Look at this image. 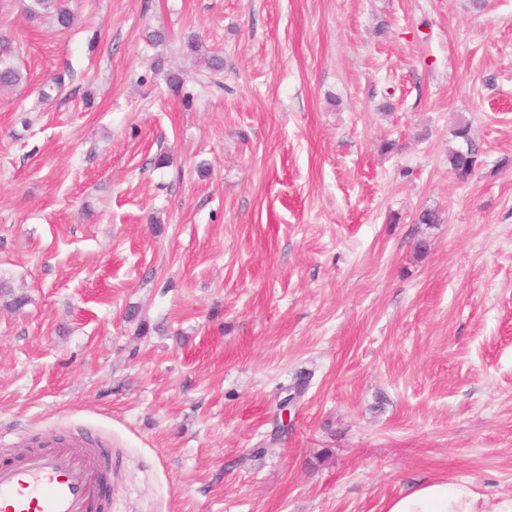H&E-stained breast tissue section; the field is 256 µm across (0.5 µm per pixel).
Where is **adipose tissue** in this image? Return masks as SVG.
Listing matches in <instances>:
<instances>
[{"label": "adipose tissue", "mask_w": 512, "mask_h": 512, "mask_svg": "<svg viewBox=\"0 0 512 512\" xmlns=\"http://www.w3.org/2000/svg\"><path fill=\"white\" fill-rule=\"evenodd\" d=\"M386 512H512V497L480 495L465 482L429 481L392 498Z\"/></svg>", "instance_id": "1"}]
</instances>
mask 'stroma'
<instances>
[{"label": "stroma", "mask_w": 512, "mask_h": 512, "mask_svg": "<svg viewBox=\"0 0 512 512\" xmlns=\"http://www.w3.org/2000/svg\"><path fill=\"white\" fill-rule=\"evenodd\" d=\"M63 4L0 0V461L91 434L112 512L512 497V0ZM469 125L461 122L454 130V136L461 139L465 145V149L455 150L448 157V163L451 170L458 177H467L472 173L478 164V150L469 136Z\"/></svg>", "instance_id": "stroma-1"}]
</instances>
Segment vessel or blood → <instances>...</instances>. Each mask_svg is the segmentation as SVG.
I'll use <instances>...</instances> for the list:
<instances>
[{"label":"vessel or blood","mask_w":512,"mask_h":512,"mask_svg":"<svg viewBox=\"0 0 512 512\" xmlns=\"http://www.w3.org/2000/svg\"><path fill=\"white\" fill-rule=\"evenodd\" d=\"M23 457L0 462V512H99L101 452L82 435L45 434Z\"/></svg>","instance_id":"1"}]
</instances>
